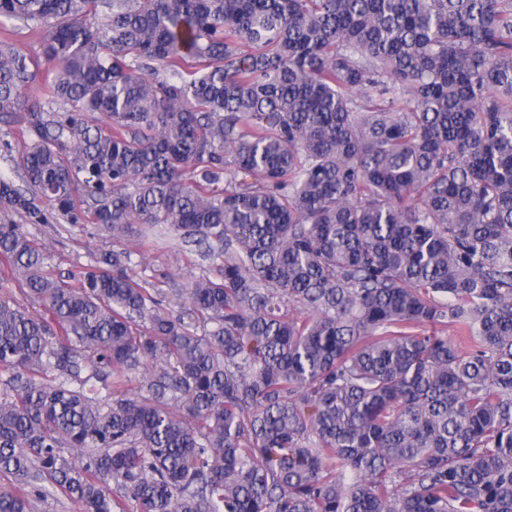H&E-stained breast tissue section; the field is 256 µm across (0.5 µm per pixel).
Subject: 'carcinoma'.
<instances>
[{
	"label": "carcinoma",
	"mask_w": 512,
	"mask_h": 512,
	"mask_svg": "<svg viewBox=\"0 0 512 512\" xmlns=\"http://www.w3.org/2000/svg\"><path fill=\"white\" fill-rule=\"evenodd\" d=\"M7 23L52 70L0 41V512H512V0ZM62 221L112 248L61 276ZM157 227L202 247L168 293ZM12 40L15 47L20 52L31 56L35 61H37L43 74L51 68V63L42 55V36L38 31L28 29L18 30L14 36H12Z\"/></svg>",
	"instance_id": "obj_1"
}]
</instances>
